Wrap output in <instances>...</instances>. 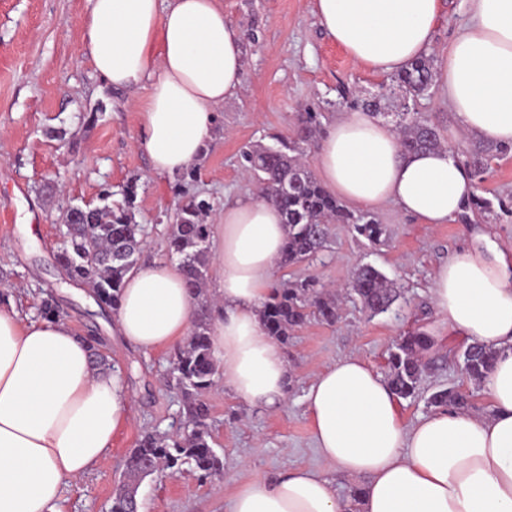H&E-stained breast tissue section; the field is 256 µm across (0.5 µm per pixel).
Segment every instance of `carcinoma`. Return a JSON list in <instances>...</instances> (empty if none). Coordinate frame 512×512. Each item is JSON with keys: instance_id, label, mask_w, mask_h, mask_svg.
Returning <instances> with one entry per match:
<instances>
[{"instance_id": "1", "label": "carcinoma", "mask_w": 512, "mask_h": 512, "mask_svg": "<svg viewBox=\"0 0 512 512\" xmlns=\"http://www.w3.org/2000/svg\"><path fill=\"white\" fill-rule=\"evenodd\" d=\"M434 85L433 59L428 55L411 61L392 74L389 87L408 101L428 95ZM402 130L401 147L406 152L441 147L438 127L421 112H395ZM319 126L315 112H303L298 118V134L282 139L281 146L256 145L242 154L243 167L257 182L259 196L282 214L286 237L278 258L281 268L311 262L327 247L329 225L346 224L350 231L377 242L386 235L384 225L369 212L356 213L331 193L306 168L302 161L304 146ZM473 179L480 181L488 168V158L475 152L464 162ZM121 201L82 211H67L64 245L56 261L69 279L86 283L95 291L97 303L118 310L126 275L137 267L143 246L144 225L136 221V184L121 191ZM210 210L204 199L190 196L178 204L170 225L166 247L168 255L178 257L187 288L197 298L193 330L171 358V377L183 396L188 430L177 435L147 433L138 440L125 461L132 483L112 499L111 512H134L138 508V483L146 478L174 477L188 468L202 477L224 469V458L213 446L207 420L210 405L207 394L217 382L218 366L212 351L208 323L209 300L205 284L210 270L208 243L210 225L203 216ZM367 315L392 305L400 297L396 282L372 265H362L354 273L350 291ZM336 294L316 287L312 279L286 281L275 289L260 310L268 335L286 343L290 333L313 318L326 323L336 321ZM429 351L428 338L422 334L404 336L387 358L388 384L401 399L417 395L423 372V355ZM464 370L469 379L481 382L489 373L494 353L473 343L462 352ZM428 404L434 408L463 411L470 405L469 395L455 387L433 392Z\"/></svg>"}]
</instances>
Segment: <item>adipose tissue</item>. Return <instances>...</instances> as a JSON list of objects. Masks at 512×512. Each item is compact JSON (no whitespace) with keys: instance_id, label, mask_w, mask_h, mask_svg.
<instances>
[{"instance_id":"1","label":"adipose tissue","mask_w":512,"mask_h":512,"mask_svg":"<svg viewBox=\"0 0 512 512\" xmlns=\"http://www.w3.org/2000/svg\"><path fill=\"white\" fill-rule=\"evenodd\" d=\"M469 18L436 65L457 127L483 142L512 143V0H467ZM441 0H315L325 34L378 75L432 51ZM102 80L117 91L148 87L140 147L151 170L173 175L206 154L216 110L243 86L238 29L220 0H89L79 30ZM323 184L360 206L394 204L423 224L461 213L474 185L447 148L402 154L393 127L363 112L332 123L318 154ZM285 238L279 210L254 199L226 204L211 250L213 350L224 383L249 405L278 406L288 363L259 311L274 285ZM436 319L495 351L485 380L489 409L440 408L405 426L398 400L357 356L327 365L305 395L324 468L357 477L351 506L321 470L297 468L237 485L227 512H512V251L483 224L437 268ZM196 300L178 264L131 271L115 330L141 350L191 333ZM131 404L120 373L103 370L62 320L30 321L0 304V512H60L67 483L112 446Z\"/></svg>"}]
</instances>
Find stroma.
I'll return each mask as SVG.
<instances>
[{
  "instance_id": "stroma-1",
  "label": "stroma",
  "mask_w": 512,
  "mask_h": 512,
  "mask_svg": "<svg viewBox=\"0 0 512 512\" xmlns=\"http://www.w3.org/2000/svg\"><path fill=\"white\" fill-rule=\"evenodd\" d=\"M224 19L241 36L244 89L217 110V129L197 178L187 193L212 206L217 223L225 204L258 198L256 182L240 165L252 145L293 137L299 112L320 113L321 128L357 100L389 84L355 66L331 41L314 15V0H221ZM88 0H0V293L21 315L39 318L45 292L61 317L82 336H95L122 371L132 401L112 448L87 475L71 482L62 512H110L124 479V460L148 432L183 431L182 395L168 378L172 348L148 352L110 334L115 313L102 310L93 294H73L58 270L56 254L70 205H100L103 189L120 191L137 180L136 219L149 229L140 262L167 258L166 231L180 197L178 177L151 171L137 145L147 89L123 94L96 73L79 30ZM438 127L443 146L455 154L484 149V142L457 133L440 88L417 102ZM99 113L89 122L90 113ZM475 192L493 207L445 224H421L391 204L372 210L384 224V241L373 244L347 225L331 227L328 247L311 263L276 269V283L312 278L341 293L338 316L328 324L310 320L292 332L282 351L288 362L285 398L274 408L251 406L224 384L210 392L214 446L224 470L208 479L191 471L144 480L137 493L143 512H226L238 483L274 477L299 467L321 468L313 445L304 395L317 374L339 358L355 355L385 372L388 351L400 337L432 325L429 288L437 266L462 243L468 225H489L512 250V151L496 154ZM370 264L393 279L403 296L391 312L368 317L348 296L358 266ZM463 341L426 353L428 366L416 397L399 400L404 424L428 415V398L442 387L471 392L470 412L487 409L483 384L462 373Z\"/></svg>"
}]
</instances>
